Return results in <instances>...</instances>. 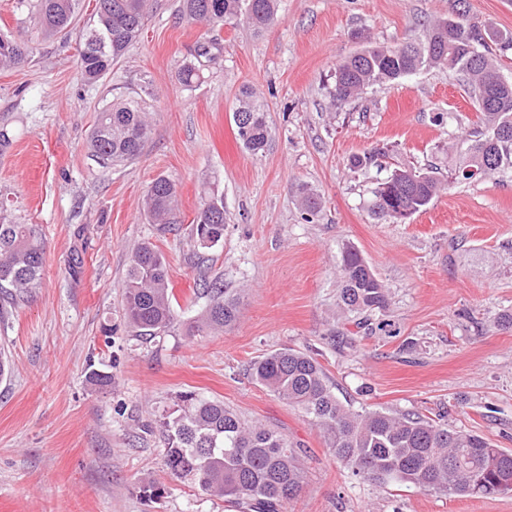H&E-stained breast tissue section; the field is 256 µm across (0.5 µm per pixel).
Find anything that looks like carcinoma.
<instances>
[{
    "label": "carcinoma",
    "instance_id": "1",
    "mask_svg": "<svg viewBox=\"0 0 512 512\" xmlns=\"http://www.w3.org/2000/svg\"><path fill=\"white\" fill-rule=\"evenodd\" d=\"M149 0H96L97 24L84 36L76 65L88 82L98 81L141 34ZM79 0H16L15 8L33 19L44 37L70 32ZM278 0H182L181 15L209 25L242 22L260 32L275 20ZM512 51V31L481 26L462 13L450 27L448 18L428 23L417 42L391 47L369 45L336 64L330 92L340 108L376 85L402 80L428 67L445 66L460 76L479 112V126L456 143L457 159L448 179L467 181L474 172L489 176L512 170V81L501 79L493 51ZM27 44L0 36V65L27 57ZM179 83L191 88L200 65L186 63ZM243 147L264 151L269 131L263 110L245 89L233 112ZM149 125L139 105L121 101L98 113L89 141L104 164L136 159ZM434 171L395 169L376 182L369 209L380 220L404 222L423 211L440 192ZM175 184L164 176L146 191L144 207L153 220L167 223L175 209ZM305 221L321 211V200L303 191ZM192 233L203 248L224 236V200L206 192ZM44 246L36 224H7L0 218V291L20 297L41 279ZM210 302L189 327L197 334L229 327L240 314L239 299L214 283ZM175 297L163 256L150 245L131 256L124 295V316L136 336L167 334L177 323ZM387 288L361 255L343 248L339 307L356 327L389 307ZM250 376L278 398L299 408L324 435L330 451L353 476L423 492L475 496L512 492V454L484 437L448 427L415 413L353 410L343 405L313 356L294 349L265 354L250 365ZM167 448L163 463L177 479L236 504L243 512H287L301 491L307 470L289 439L273 428L248 424L224 402L191 394L163 422Z\"/></svg>",
    "mask_w": 512,
    "mask_h": 512
}]
</instances>
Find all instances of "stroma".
Wrapping results in <instances>:
<instances>
[{
  "mask_svg": "<svg viewBox=\"0 0 512 512\" xmlns=\"http://www.w3.org/2000/svg\"><path fill=\"white\" fill-rule=\"evenodd\" d=\"M178 0H152L140 37L98 82L76 66L78 38H32L28 59L0 67V202L39 225L44 275L24 301L0 307V512H239L163 466L161 422L185 393L223 401L246 422L300 443L308 473L288 512H512V493L426 494L353 476L302 412L252 381L250 363L292 348L317 358L353 409L444 414L512 452V172L455 182L404 223L374 219L367 201L392 170L448 168V144L478 113L444 68L367 91L331 110L337 62L365 43L394 46L448 14V0H280L256 33L180 19ZM219 45L187 89L178 71L198 43ZM251 87L270 138L252 154L233 122ZM139 103L151 132L134 161L102 166L88 140L97 112ZM445 113L436 123V113ZM383 149L377 164L353 156ZM175 183L167 229L143 198ZM319 193L304 221L300 188ZM224 199V236L191 233L204 189ZM165 257L181 327L132 336L123 314L130 256ZM353 245L390 294L395 332L338 337L341 250ZM239 296L238 322L208 336L185 324L207 304L203 282ZM112 374L100 389L89 364Z\"/></svg>",
  "mask_w": 512,
  "mask_h": 512,
  "instance_id": "35a3bbf8",
  "label": "stroma"
}]
</instances>
